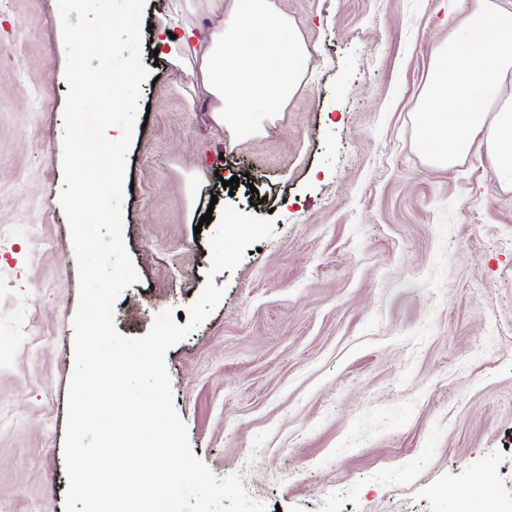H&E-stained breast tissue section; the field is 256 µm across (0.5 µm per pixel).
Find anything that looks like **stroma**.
Segmentation results:
<instances>
[{
  "label": "stroma",
  "mask_w": 512,
  "mask_h": 512,
  "mask_svg": "<svg viewBox=\"0 0 512 512\" xmlns=\"http://www.w3.org/2000/svg\"><path fill=\"white\" fill-rule=\"evenodd\" d=\"M310 53L263 131L232 138L159 28L205 0H145L117 331L224 294L166 354L192 451L266 512H512V189L474 146L417 142L448 0H280ZM57 0H0V512H64L78 272L59 203L68 85ZM238 178L237 190L225 180ZM270 221L210 275V203Z\"/></svg>",
  "instance_id": "stroma-1"
}]
</instances>
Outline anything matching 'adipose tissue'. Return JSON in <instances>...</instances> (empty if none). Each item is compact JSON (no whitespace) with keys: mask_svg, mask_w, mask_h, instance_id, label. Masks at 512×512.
<instances>
[{"mask_svg":"<svg viewBox=\"0 0 512 512\" xmlns=\"http://www.w3.org/2000/svg\"><path fill=\"white\" fill-rule=\"evenodd\" d=\"M464 19L437 49L425 106L415 114L418 143L438 167L483 138L499 186L512 187V0H456ZM264 28L265 40L252 36ZM173 59L192 56L215 102L217 122L254 137L299 89L310 60L297 26L274 0H226L198 46L163 36Z\"/></svg>","mask_w":512,"mask_h":512,"instance_id":"1","label":"adipose tissue"}]
</instances>
